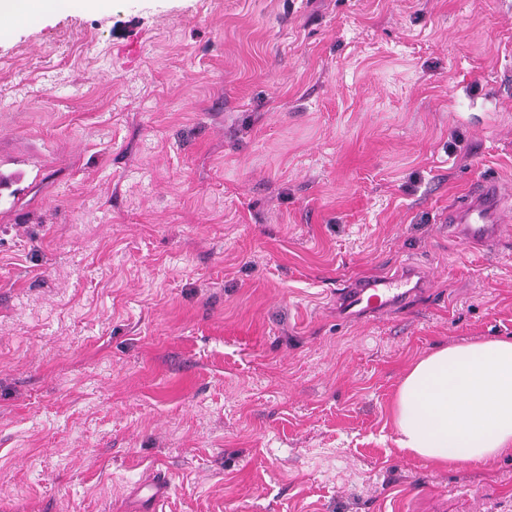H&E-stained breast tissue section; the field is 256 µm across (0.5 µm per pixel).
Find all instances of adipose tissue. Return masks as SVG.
Listing matches in <instances>:
<instances>
[{
    "mask_svg": "<svg viewBox=\"0 0 512 512\" xmlns=\"http://www.w3.org/2000/svg\"><path fill=\"white\" fill-rule=\"evenodd\" d=\"M77 0H0V30ZM399 448L446 466L512 450V337L440 347L404 374L392 408Z\"/></svg>",
    "mask_w": 512,
    "mask_h": 512,
    "instance_id": "ef3b65f1",
    "label": "adipose tissue"
}]
</instances>
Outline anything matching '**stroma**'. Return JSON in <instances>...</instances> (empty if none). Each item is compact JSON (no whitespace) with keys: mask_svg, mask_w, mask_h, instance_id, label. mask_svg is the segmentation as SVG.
<instances>
[{"mask_svg":"<svg viewBox=\"0 0 512 512\" xmlns=\"http://www.w3.org/2000/svg\"><path fill=\"white\" fill-rule=\"evenodd\" d=\"M0 512H512L396 444L404 371L512 336V0H106L0 33ZM422 268L359 318L354 279ZM504 209L501 184L482 178L448 209V229L453 237L474 246L495 241Z\"/></svg>","mask_w":512,"mask_h":512,"instance_id":"obj_1","label":"stroma"}]
</instances>
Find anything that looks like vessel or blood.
<instances>
[{"mask_svg":"<svg viewBox=\"0 0 512 512\" xmlns=\"http://www.w3.org/2000/svg\"><path fill=\"white\" fill-rule=\"evenodd\" d=\"M504 208L501 184L480 179L448 210V228L453 237L474 246L495 241L499 234V216ZM415 267L395 275H386L345 288L342 309L345 315L378 313L404 305L417 288Z\"/></svg>","mask_w":512,"mask_h":512,"instance_id":"b4317fda","label":"vessel or blood"}]
</instances>
